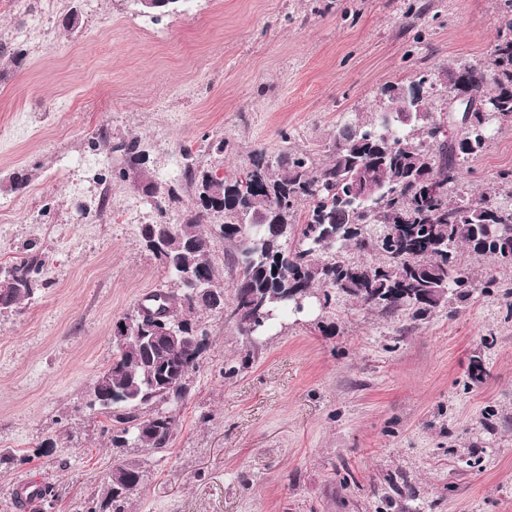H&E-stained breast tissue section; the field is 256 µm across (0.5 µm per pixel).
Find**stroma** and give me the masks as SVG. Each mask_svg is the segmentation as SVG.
Returning <instances> with one entry per match:
<instances>
[{"label":"stroma","mask_w":512,"mask_h":512,"mask_svg":"<svg viewBox=\"0 0 512 512\" xmlns=\"http://www.w3.org/2000/svg\"><path fill=\"white\" fill-rule=\"evenodd\" d=\"M501 15L500 0H178L162 16L0 0V267L42 268L0 312V451L15 457L0 512L27 478L49 488L37 512H87L119 459L146 471L128 512H512V318L495 290L419 324L340 296L273 322L255 354L223 312H198L207 343L162 458L113 450L88 397L116 324L177 288L141 229L195 208L182 149L221 176L256 149L321 152L384 84L487 63ZM503 171L512 128L461 177L478 195Z\"/></svg>","instance_id":"35a3bbf8"}]
</instances>
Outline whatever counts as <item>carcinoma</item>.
Instances as JSON below:
<instances>
[{"label":"carcinoma","instance_id":"cac0c4a2","mask_svg":"<svg viewBox=\"0 0 512 512\" xmlns=\"http://www.w3.org/2000/svg\"><path fill=\"white\" fill-rule=\"evenodd\" d=\"M448 74L490 107L468 147L458 142L459 133L440 130L428 106L434 73L425 72L398 82L418 89L422 111L411 122L388 112L383 97L378 112L338 125L320 158L291 148L271 157L258 149L239 175L219 177L198 169L190 150H182L184 181L198 197L182 223L167 225L182 240L164 263L179 292L152 294L148 301L181 305L188 313L213 309L192 297L183 274L191 269L218 280L210 255L219 239L233 247L225 261L232 294L224 298V313L235 316L248 337L263 335L285 311L300 313L297 293L322 309L343 295L386 318L422 321L445 306L451 315L469 298L473 259L489 258L512 272V251L502 247H512V171L499 174L496 189L475 201L460 186L458 168L487 149L494 130L512 126V0H503L489 62L450 67ZM364 179L383 185L384 193L355 196L354 184ZM213 213L224 215L215 236L202 229ZM354 253L373 260H357ZM8 273L20 280L11 295L16 307L33 295L32 270L23 261ZM485 287L499 289L512 313V278H493ZM200 355L164 339L148 347L132 339L115 343L96 377L112 398L89 404L112 421V447L167 455L176 410L187 396L180 381L198 371ZM111 473L88 512H127L144 480L138 463L117 462Z\"/></svg>","mask_w":512,"mask_h":512}]
</instances>
